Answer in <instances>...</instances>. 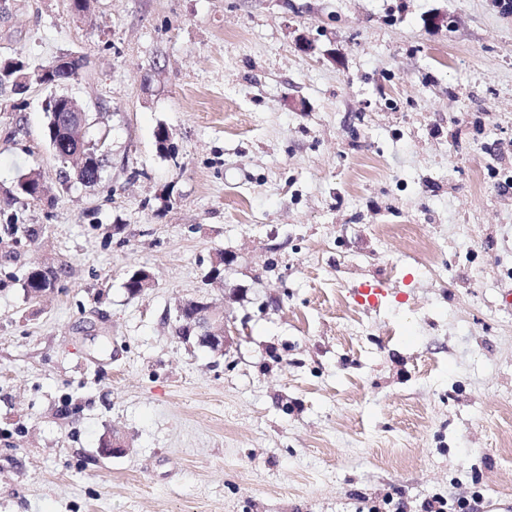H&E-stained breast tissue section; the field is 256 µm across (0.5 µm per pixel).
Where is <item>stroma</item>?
Wrapping results in <instances>:
<instances>
[{"instance_id": "35a3bbf8", "label": "stroma", "mask_w": 512, "mask_h": 512, "mask_svg": "<svg viewBox=\"0 0 512 512\" xmlns=\"http://www.w3.org/2000/svg\"><path fill=\"white\" fill-rule=\"evenodd\" d=\"M65 53L96 185L63 177L52 90L0 86V512H512V13L0 0V61ZM188 300L236 328L224 355L177 335ZM55 279L52 271L39 265H33L24 272V288L32 295H38L42 291L52 290ZM349 294L358 306L362 308H375L386 297L387 290L381 284L369 283L361 288L350 289ZM482 495L478 491H462L448 495V500L432 497L422 505V512H480Z\"/></svg>"}]
</instances>
